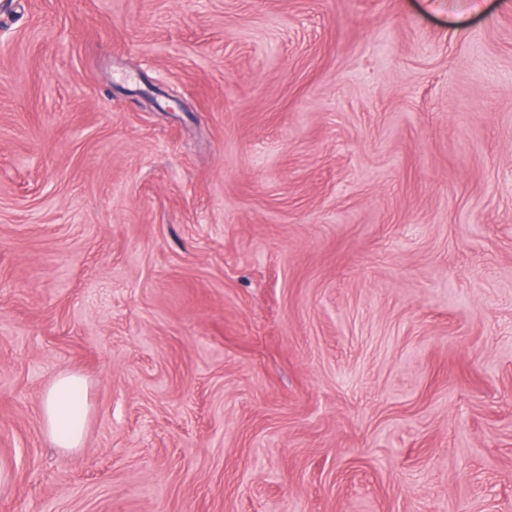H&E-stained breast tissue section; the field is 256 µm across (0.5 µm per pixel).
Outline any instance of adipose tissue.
Returning <instances> with one entry per match:
<instances>
[{"label": "adipose tissue", "instance_id": "1", "mask_svg": "<svg viewBox=\"0 0 512 512\" xmlns=\"http://www.w3.org/2000/svg\"><path fill=\"white\" fill-rule=\"evenodd\" d=\"M84 380L75 374L58 377L42 402V428L52 445L62 450L79 448L88 407Z\"/></svg>", "mask_w": 512, "mask_h": 512}]
</instances>
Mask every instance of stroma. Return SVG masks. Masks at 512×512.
<instances>
[{"mask_svg":"<svg viewBox=\"0 0 512 512\" xmlns=\"http://www.w3.org/2000/svg\"><path fill=\"white\" fill-rule=\"evenodd\" d=\"M0 469V512H512V0H0ZM84 380L75 374L58 377L48 388L42 402V428L55 448H80L88 407Z\"/></svg>","mask_w":512,"mask_h":512,"instance_id":"35a3bbf8","label":"stroma"}]
</instances>
